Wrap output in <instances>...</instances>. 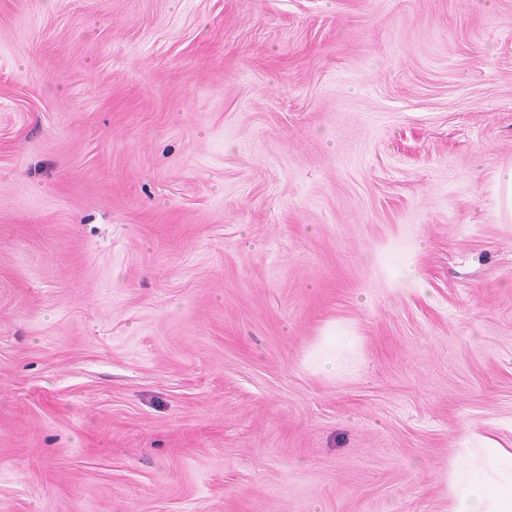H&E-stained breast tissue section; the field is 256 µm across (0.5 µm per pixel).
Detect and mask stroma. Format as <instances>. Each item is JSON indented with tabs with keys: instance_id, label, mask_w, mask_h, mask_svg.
Masks as SVG:
<instances>
[{
	"instance_id": "1",
	"label": "stroma",
	"mask_w": 512,
	"mask_h": 512,
	"mask_svg": "<svg viewBox=\"0 0 512 512\" xmlns=\"http://www.w3.org/2000/svg\"><path fill=\"white\" fill-rule=\"evenodd\" d=\"M509 163L512 0H0V512H448ZM346 336L342 331L336 330V323L325 327L321 339L313 352L312 358L323 372L336 369V353L346 345Z\"/></svg>"
}]
</instances>
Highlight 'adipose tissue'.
<instances>
[{
    "instance_id": "obj_1",
    "label": "adipose tissue",
    "mask_w": 512,
    "mask_h": 512,
    "mask_svg": "<svg viewBox=\"0 0 512 512\" xmlns=\"http://www.w3.org/2000/svg\"><path fill=\"white\" fill-rule=\"evenodd\" d=\"M480 455L479 463L451 471L450 512H512V452L484 448Z\"/></svg>"
}]
</instances>
